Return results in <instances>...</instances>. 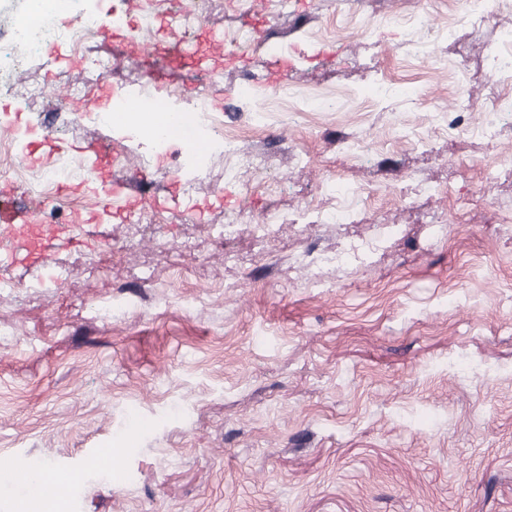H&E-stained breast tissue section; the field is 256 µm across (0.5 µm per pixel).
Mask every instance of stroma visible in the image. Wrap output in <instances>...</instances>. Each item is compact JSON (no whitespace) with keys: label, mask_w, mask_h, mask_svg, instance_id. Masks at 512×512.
<instances>
[{"label":"stroma","mask_w":512,"mask_h":512,"mask_svg":"<svg viewBox=\"0 0 512 512\" xmlns=\"http://www.w3.org/2000/svg\"><path fill=\"white\" fill-rule=\"evenodd\" d=\"M264 8L269 31L296 44L267 128L252 130L231 92L240 68L210 92L241 147L270 152L267 189L225 184L210 155L187 196L173 148L81 121L79 69L39 62L0 96V143L35 120L53 130L15 152L19 170L80 154L92 135L150 151L156 202L143 212L163 221L139 233L105 214V197L63 194L88 222L50 248L61 281L0 259L13 284L0 290V458L40 461L65 483L43 512H512V84L495 137L436 119L456 91L482 100L512 0L473 27L453 24L448 0H415L408 17L397 0H363L356 15L345 0H312L302 18ZM427 29L430 60L407 57ZM130 40L82 55L143 72ZM378 78L409 98L377 101ZM365 187L373 196L316 236L289 221ZM240 210L276 213L264 245L221 235ZM374 224L394 231L364 260L294 261L365 241ZM112 298L128 302L122 318L101 315ZM109 450L116 478L85 465Z\"/></svg>","instance_id":"35a3bbf8"}]
</instances>
